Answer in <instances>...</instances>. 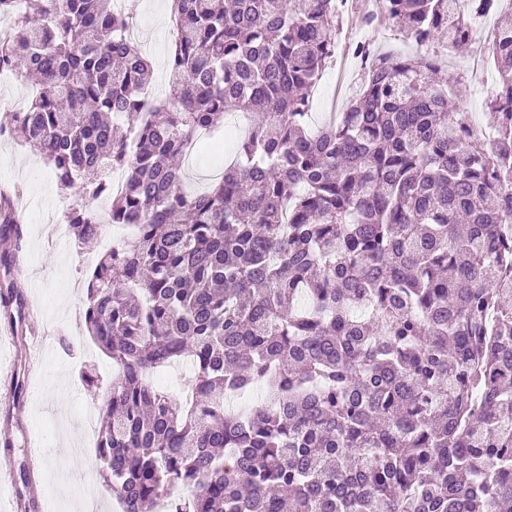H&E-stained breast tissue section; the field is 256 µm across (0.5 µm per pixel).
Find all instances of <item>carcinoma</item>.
Segmentation results:
<instances>
[{
	"instance_id": "carcinoma-1",
	"label": "carcinoma",
	"mask_w": 512,
	"mask_h": 512,
	"mask_svg": "<svg viewBox=\"0 0 512 512\" xmlns=\"http://www.w3.org/2000/svg\"><path fill=\"white\" fill-rule=\"evenodd\" d=\"M165 99L105 0H0V72L35 93L0 135L38 148L80 244L103 222L83 324L116 374L97 460L121 512H504L512 504V23L488 141L458 76L390 52L309 126L336 0H173ZM457 46L495 0H379ZM251 132L202 192L173 163L231 110ZM127 171L119 192L107 175ZM106 199L105 214L90 201ZM0 195V244L19 241ZM187 360L180 402L149 373ZM260 386L239 416L226 396Z\"/></svg>"
}]
</instances>
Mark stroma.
<instances>
[{"label":"stroma","mask_w":512,"mask_h":512,"mask_svg":"<svg viewBox=\"0 0 512 512\" xmlns=\"http://www.w3.org/2000/svg\"><path fill=\"white\" fill-rule=\"evenodd\" d=\"M156 3L140 0L136 40L154 61L151 95L161 100L168 91L172 22L158 17ZM355 40L373 42L385 51H408L397 27L367 28L343 18L336 35V64L325 71L321 94L312 103V126L327 122L333 109L353 96L360 67L345 49ZM235 144V137L225 139L224 154L217 158L206 150L186 156L182 166L187 191L202 190L219 177ZM5 184L19 197L24 269L9 276L0 265V292L13 287L23 298L10 311L0 310V363L16 368L23 392L17 403L0 396V463L11 462L20 478L28 474L30 461H37L38 492L52 512H83V492L92 486L103 491L100 512H120L111 493L104 491L100 474L84 472L98 464L94 448L83 445L84 415L97 410L101 397L88 392L81 372L92 364L103 380L112 377L111 361L91 341L81 319L91 270L84 257L102 248L77 246L63 223L74 195L58 187L37 151L6 135L0 137V186Z\"/></svg>","instance_id":"35a3bbf8"}]
</instances>
